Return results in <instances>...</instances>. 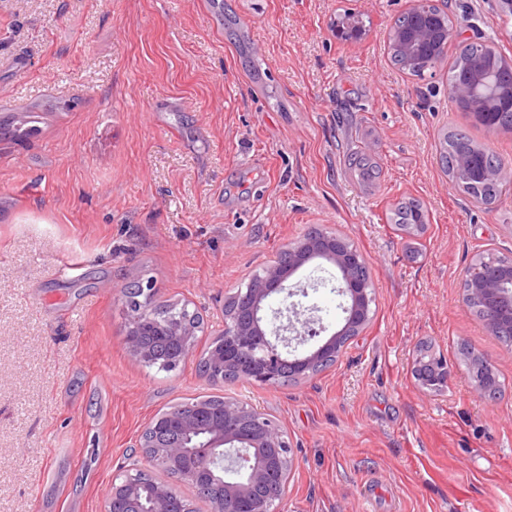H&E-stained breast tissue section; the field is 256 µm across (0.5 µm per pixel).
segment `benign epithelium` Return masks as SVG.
<instances>
[{"instance_id": "7a95c632", "label": "benign epithelium", "mask_w": 512, "mask_h": 512, "mask_svg": "<svg viewBox=\"0 0 512 512\" xmlns=\"http://www.w3.org/2000/svg\"><path fill=\"white\" fill-rule=\"evenodd\" d=\"M429 0H413L405 11L407 27L393 25L388 47L407 61L428 54L443 57L448 42L460 35L452 22L439 24L428 9ZM493 67L476 62L471 71L450 86L451 98L464 102L475 121L488 129L498 128L503 112L512 113V87L492 83ZM484 148L468 146L456 157V173L470 179L511 177L512 173L488 165ZM286 259L264 269L246 288L224 301V331L212 338L204 356L208 377L220 381L230 373L237 379L279 386L315 374V368L339 356L345 336L359 334L369 321L372 288L361 276L362 255L329 231L303 235L284 248ZM324 260L336 268L337 295L343 324L329 335L318 324L312 308L300 298L311 284L291 281L305 265ZM465 296L494 298L498 315L485 319L488 333L501 336L512 331V262L485 268L476 262L464 279ZM126 302L124 343L129 357L138 363L162 362L174 370L195 356L201 326L187 306L164 322L163 308L155 303L151 283L123 290ZM310 347L291 351L292 344ZM173 347L171 357L162 347ZM430 366L436 381L420 378V386L434 392L448 386V363L440 356L418 357L413 372ZM139 459L119 466L103 502L102 512H193L176 489L178 483L193 485L211 504V512H281L294 459L285 433L264 414L238 400L225 399L220 409L200 403L185 412L178 407L155 416L143 429L137 445ZM161 468L168 481L150 478Z\"/></svg>"}]
</instances>
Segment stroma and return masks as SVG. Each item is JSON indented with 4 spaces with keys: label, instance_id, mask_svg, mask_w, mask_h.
<instances>
[{
    "label": "stroma",
    "instance_id": "obj_1",
    "mask_svg": "<svg viewBox=\"0 0 512 512\" xmlns=\"http://www.w3.org/2000/svg\"><path fill=\"white\" fill-rule=\"evenodd\" d=\"M462 37L418 78L394 66L390 26L409 0H0V125L36 106L32 136L0 132V512H101L112 473L158 413L237 399L276 422L295 471L283 512H512V344L463 301L479 254L512 261V191L474 204L439 162L465 131L512 171V132L449 97L462 41L512 58L497 0H433ZM361 40L335 33L343 12ZM263 85H256L251 68ZM418 202L422 232L391 209ZM316 226L363 255L370 320L336 363L275 387L213 383L199 353L224 299ZM329 263L327 329L343 313ZM153 279L158 304L203 318L197 357L132 361L120 290ZM448 387L411 374L421 345ZM471 351L501 392L481 399ZM426 358L427 360H425ZM425 366H430L435 370L436 381L433 385L426 379H418L419 371ZM412 372H415V375L417 376L415 379L427 392H436V390H440V388L443 390L448 386V363L444 357H437L434 355H426L423 357L418 356L415 360Z\"/></svg>",
    "mask_w": 512,
    "mask_h": 512
}]
</instances>
